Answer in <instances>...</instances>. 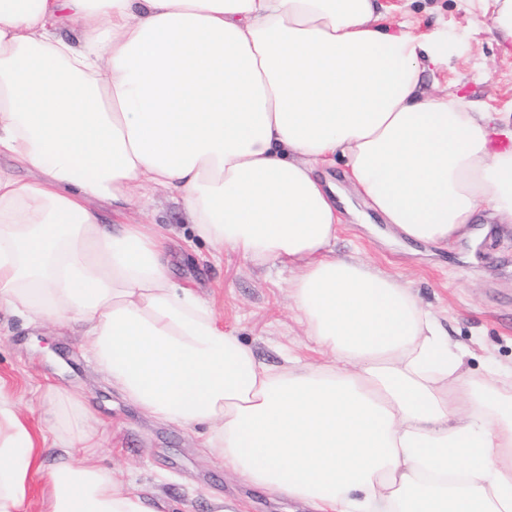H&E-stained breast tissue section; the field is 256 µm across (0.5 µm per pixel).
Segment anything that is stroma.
I'll list each match as a JSON object with an SVG mask.
<instances>
[{
	"label": "stroma",
	"instance_id": "35a3bbf8",
	"mask_svg": "<svg viewBox=\"0 0 512 512\" xmlns=\"http://www.w3.org/2000/svg\"><path fill=\"white\" fill-rule=\"evenodd\" d=\"M391 23L414 34L448 36V51L428 64L424 87L455 91L491 113H512V57L504 56L487 20L460 8L458 0H381ZM103 223H154L170 241L173 281L193 288L213 308L225 331L239 336L259 358L280 365L294 349L303 359L320 356L288 294L286 266H257L236 251L212 258L209 248L190 240L184 210L164 196L124 217L104 201L91 200ZM361 217L341 225L333 246L339 256L364 262L410 284L423 305L441 319L449 337L470 350L466 367L486 379L512 369V224L488 223L478 215L472 226L478 250L460 242L440 247L402 245L363 203ZM78 388L87 396L105 441L95 463L113 477L160 498L166 512H308L285 497L251 487L225 469L201 446V430L163 423L141 414L98 371L80 336L26 315L0 311V389L15 399L35 438L49 436V386Z\"/></svg>",
	"mask_w": 512,
	"mask_h": 512
}]
</instances>
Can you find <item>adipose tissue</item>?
Segmentation results:
<instances>
[{"instance_id":"obj_1","label":"adipose tissue","mask_w":512,"mask_h":512,"mask_svg":"<svg viewBox=\"0 0 512 512\" xmlns=\"http://www.w3.org/2000/svg\"><path fill=\"white\" fill-rule=\"evenodd\" d=\"M512 55V0H463ZM441 39L376 0H0V309L74 327L143 414L206 425L249 485L317 512H512V374L476 381L410 288L332 253L350 206L409 244L512 223V150L463 97L419 91ZM26 169L35 178L23 177ZM163 189L214 255L291 269L325 360L272 368L175 285L154 224L102 223ZM82 395L55 388L51 453L0 391V512L50 477L47 512H163L91 459Z\"/></svg>"}]
</instances>
